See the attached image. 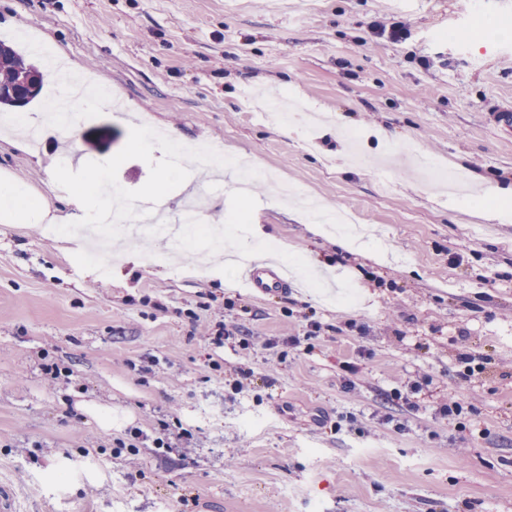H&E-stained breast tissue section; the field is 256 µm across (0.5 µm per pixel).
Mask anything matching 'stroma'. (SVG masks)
<instances>
[{"label": "stroma", "mask_w": 512, "mask_h": 512, "mask_svg": "<svg viewBox=\"0 0 512 512\" xmlns=\"http://www.w3.org/2000/svg\"><path fill=\"white\" fill-rule=\"evenodd\" d=\"M387 2L0 0V40L28 32L113 101L85 112L76 142L51 125L35 146L0 117V181L80 224L71 196L104 168L123 195L158 188L180 212L204 181L163 149L130 151L147 123L257 171L249 201L207 187L223 241L115 242L102 266L150 258L124 264L120 282L77 237L0 223V480L21 512H512V221L483 216L512 198L482 193L512 184V137L488 120L512 102V8ZM399 22L406 39L376 36ZM249 87L302 102L309 120L262 116ZM414 150L431 158L425 172ZM275 180L352 212L379 258L308 232L300 206L275 201ZM249 224L292 271L288 292L251 294L226 270ZM223 320L249 348L214 343ZM471 363L480 374L467 376ZM47 364L69 381L49 386ZM422 374L418 408L394 399ZM445 393L461 419L433 411ZM173 418L199 448L154 447ZM134 428L145 441L117 452ZM53 459L71 464L61 478Z\"/></svg>", "instance_id": "1"}]
</instances>
